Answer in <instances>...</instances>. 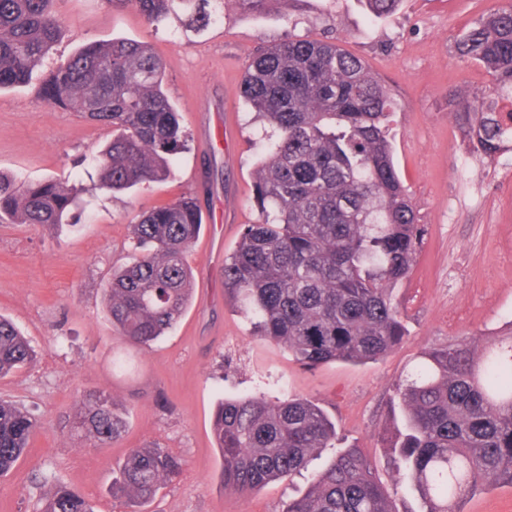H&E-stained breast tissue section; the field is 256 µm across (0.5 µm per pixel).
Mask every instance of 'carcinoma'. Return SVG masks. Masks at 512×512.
I'll return each instance as SVG.
<instances>
[{"label":"carcinoma","instance_id":"1","mask_svg":"<svg viewBox=\"0 0 512 512\" xmlns=\"http://www.w3.org/2000/svg\"><path fill=\"white\" fill-rule=\"evenodd\" d=\"M53 0H0V91L29 81L51 50L60 21ZM132 3L153 26L186 17L207 26L224 0H105ZM265 13L275 0H234ZM376 16L399 0H366ZM481 64L492 91L461 106L481 150L512 141V0L458 42ZM160 57L146 43H91L57 66L44 100L112 128L93 159L103 182L121 191L166 179L184 145L179 115L163 91ZM243 97L270 141L257 167L259 219L224 259V291L240 303L252 334L284 346L298 363H365L385 357L404 336L392 301L423 243L406 187L395 168L387 88L358 57L320 40L288 39L252 56ZM78 189L0 173V219L15 224L70 223ZM204 217L183 196L129 224L133 257L112 272L106 310L120 337L147 348L185 312L192 295L186 253ZM424 363L397 384L404 431L389 438L392 464L406 473L418 512H462L484 486L512 487V335L475 336L428 348ZM34 352L0 317V378L27 368ZM125 427L113 401L83 403L75 429L102 444ZM38 422L0 400V475L29 445ZM214 433L224 459V489L245 495L307 468L323 448L334 458L286 512H396L360 448L340 445L336 424L315 402L245 395L217 406ZM181 462L163 448H136L119 465L112 498L147 504ZM37 512H94L79 492L57 482Z\"/></svg>","mask_w":512,"mask_h":512}]
</instances>
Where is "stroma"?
Wrapping results in <instances>:
<instances>
[{
	"mask_svg": "<svg viewBox=\"0 0 512 512\" xmlns=\"http://www.w3.org/2000/svg\"><path fill=\"white\" fill-rule=\"evenodd\" d=\"M503 4L400 0L394 13L377 17L364 0H284L266 14L229 0L223 22L195 30L176 21L151 27L129 0H54L57 41L26 84L0 92V170L27 182L83 183L90 205L73 226L0 221V315L37 353L28 369L0 379V399L38 421L27 452L0 476V512H35L47 477L83 494L95 512H283L306 493L308 475L244 496L224 489L213 419L220 399L237 394L314 400L344 441L363 448L396 512L411 505L384 443L402 427L397 384L426 347L512 326V152H462L469 128L455 116L459 99L491 86L482 66L459 56L456 41ZM113 38L152 45L187 132L168 180L121 193L79 178L111 128L43 99L59 63ZM289 38L330 41L360 57L394 102V162L426 232L409 279L394 292L406 334L375 362L306 368L282 346L250 335L224 294V259L258 218L253 174L267 145L250 122L242 76L257 49ZM188 194L206 218L186 257L192 301L165 336L142 348L113 331L108 280L131 250V216ZM101 393L113 398L126 428L96 446L70 422ZM153 445L179 456L181 472L153 504L114 502L119 464Z\"/></svg>",
	"mask_w": 512,
	"mask_h": 512,
	"instance_id": "stroma-1",
	"label": "stroma"
}]
</instances>
